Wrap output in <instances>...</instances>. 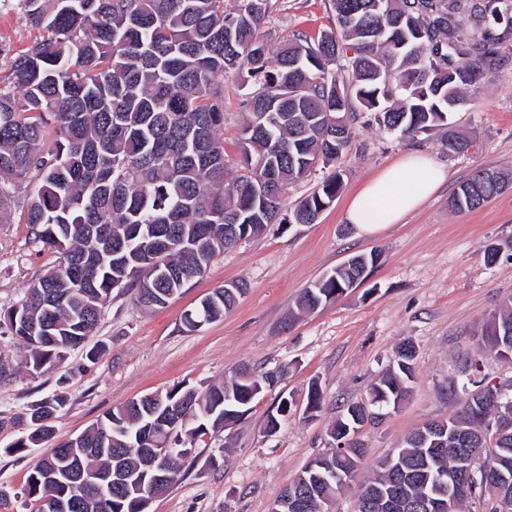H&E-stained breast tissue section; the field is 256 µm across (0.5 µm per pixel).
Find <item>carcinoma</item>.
<instances>
[{"label": "carcinoma", "instance_id": "cac0c4a2", "mask_svg": "<svg viewBox=\"0 0 512 512\" xmlns=\"http://www.w3.org/2000/svg\"><path fill=\"white\" fill-rule=\"evenodd\" d=\"M42 36L14 58L0 79V224L12 223L16 189L33 180L21 216L32 243L64 262L48 269L25 297L0 314V330L25 351L31 375L61 367L84 344L113 293L131 292L143 307L165 306L203 276L215 254L263 232L269 224H314L342 185L330 173L293 210L288 188L349 148L361 113L403 139L447 124L465 91L495 69L488 49L512 44V0H331L332 27L316 36L299 32L274 47L262 34L270 0H22ZM354 56L337 67L344 52ZM235 73L251 91L241 100L246 122L239 139L240 174L224 162V74ZM55 132L47 144V129ZM448 152L473 141L448 131ZM478 169L450 198L452 209H477L501 193ZM360 267H338L304 288L299 309L315 310L338 298L354 279L369 276L374 253H359ZM247 291L220 288L183 315L193 330L219 320ZM512 299L482 326L477 356L465 360L475 390L461 411L444 421L446 434L424 424L408 434L394 458L400 469L380 470L360 491L354 512H377L373 502L392 483L407 487L395 512H422V489L465 455L484 449L512 471V429L497 439L482 423L495 420L490 390L479 386L480 360L512 353ZM416 351L407 342L370 389L366 401L347 405L332 426L336 447L314 459L284 489L336 496L353 480L365 454L352 436L369 407L396 409L410 392ZM178 409L176 437L152 427V402L132 399L106 412L80 434L54 442L59 396L31 410V431L13 447L48 444L33 464L26 495L34 512H149V498L128 485L97 498L87 485L112 466L110 448L128 470L146 471L142 449L155 440L192 449L198 437L247 414L257 395L231 376L221 384L175 386L157 395ZM290 405L280 399L265 425L283 428ZM321 473L330 483H316ZM482 474L468 498L489 497Z\"/></svg>", "mask_w": 512, "mask_h": 512}]
</instances>
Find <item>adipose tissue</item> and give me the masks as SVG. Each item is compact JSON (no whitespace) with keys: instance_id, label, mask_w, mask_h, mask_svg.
Returning <instances> with one entry per match:
<instances>
[{"instance_id":"adipose-tissue-1","label":"adipose tissue","mask_w":512,"mask_h":512,"mask_svg":"<svg viewBox=\"0 0 512 512\" xmlns=\"http://www.w3.org/2000/svg\"><path fill=\"white\" fill-rule=\"evenodd\" d=\"M448 178L431 158L409 154L379 171L351 197L346 220L367 235L401 223L416 211Z\"/></svg>"}]
</instances>
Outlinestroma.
<instances>
[{
	"label": "stroma",
	"instance_id": "1",
	"mask_svg": "<svg viewBox=\"0 0 512 512\" xmlns=\"http://www.w3.org/2000/svg\"><path fill=\"white\" fill-rule=\"evenodd\" d=\"M264 28L275 44L302 31L317 35L333 17L329 0H272ZM40 37L21 0H0V76L14 57ZM243 90L224 79V159L238 170L236 146L245 121ZM465 106L449 120L476 143L464 155L448 153L443 130L400 139L365 114L353 128L350 150L339 161L343 188L314 224H271L262 234L227 249L207 272L162 308L139 307L132 295L113 296L84 347L63 367L31 377L18 371L21 352L0 335V512H31L24 486L43 447L16 450L28 433L25 419L41 400L59 394L65 405L54 422L58 438L80 433L126 400L189 383L221 382L238 365L262 371L287 365V374L264 390L251 412L195 444L192 460L150 512H269L272 501L314 457L332 445L330 428L344 405L366 398L391 364L401 342L416 349L412 394L398 410L367 423L366 448L354 480L337 494L332 512H353L363 480L410 431L454 412L459 396L448 387L463 358L476 355L484 320L512 298V186L482 207L461 213L448 207L458 185L479 168L512 173V49L500 52L495 71L471 87ZM412 151L448 171L446 183L405 223L362 234L345 219L349 197L371 175ZM498 255L487 261L484 250ZM371 250L379 259L368 280L317 310L296 315L300 291L350 256ZM60 254L34 247L24 223L0 224V312L21 299L28 285L58 265ZM242 280L247 294L224 319L191 331L183 314L224 283ZM100 348L95 362L88 349ZM320 409L305 411L311 386ZM293 404L287 427L264 431L268 410L280 399Z\"/></svg>",
	"mask_w": 512,
	"mask_h": 512
}]
</instances>
